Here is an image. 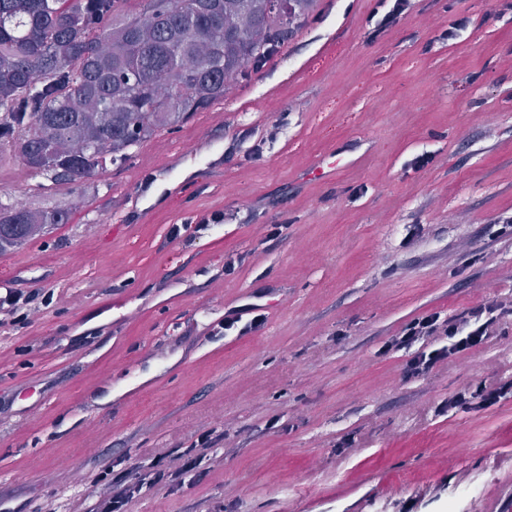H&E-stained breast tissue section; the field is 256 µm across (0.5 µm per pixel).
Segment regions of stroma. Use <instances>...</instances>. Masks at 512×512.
I'll list each match as a JSON object with an SVG mask.
<instances>
[{
    "instance_id": "stroma-1",
    "label": "stroma",
    "mask_w": 512,
    "mask_h": 512,
    "mask_svg": "<svg viewBox=\"0 0 512 512\" xmlns=\"http://www.w3.org/2000/svg\"><path fill=\"white\" fill-rule=\"evenodd\" d=\"M386 11L313 0L233 98L101 179L43 194L0 163V192L73 210L0 254V290L33 297L0 313V512H94L124 471L147 486L128 512H512V397L435 412L512 381V316L423 376L382 352L415 317L512 305L490 230L512 217V9ZM257 303L261 330L217 334ZM509 389L511 390V387L507 385L497 387L480 383L467 393L458 394L449 398L448 402L442 405L440 410L447 412L449 409L455 408L463 403H469L473 407L493 404L504 397Z\"/></svg>"
}]
</instances>
